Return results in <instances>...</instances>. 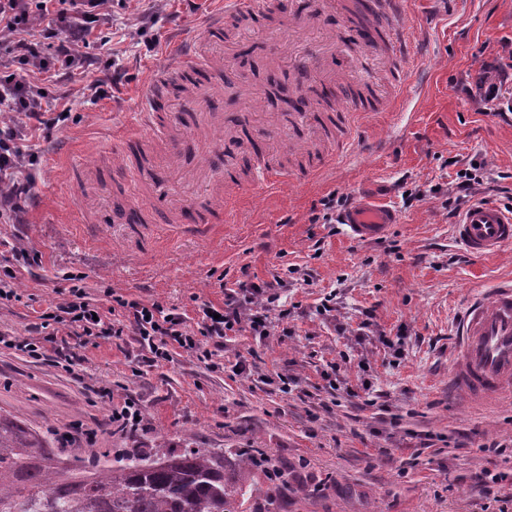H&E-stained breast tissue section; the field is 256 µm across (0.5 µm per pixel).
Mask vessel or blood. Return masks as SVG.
<instances>
[{
  "label": "vessel or blood",
  "mask_w": 512,
  "mask_h": 512,
  "mask_svg": "<svg viewBox=\"0 0 512 512\" xmlns=\"http://www.w3.org/2000/svg\"><path fill=\"white\" fill-rule=\"evenodd\" d=\"M328 6L331 10L346 12L356 23L361 54L413 60L412 43L403 24L407 0H328ZM225 8L237 17L281 16L277 0H226ZM281 18L283 24L290 27L304 23L302 16L296 13ZM206 34L205 42L152 78L140 111L148 128L164 132L172 127H186L200 135L210 130V123L201 114L178 111L176 97L178 87L183 86L203 104L214 91L207 71L213 66L214 47L224 42L223 16H215L209 21ZM316 81L321 85L335 83L337 94L348 96L349 101L328 104L316 116L303 117V135L287 134L289 148L306 155V170L311 175L322 172L330 161L329 155L313 149L314 131L341 133L343 147H350L355 141L353 116L359 112H378L388 105L368 70H360L357 79L353 80L320 68L316 71ZM141 146V141L135 138L119 142L114 149L118 158L112 169L114 175L128 176V159ZM180 147L181 141L176 137L157 143L144 176L129 187L130 194L136 195L138 202L127 209L124 223H141L140 198L165 191ZM215 197V192L211 191L195 198L187 208L186 223L194 225L201 233L223 223L224 208L216 204ZM396 221L397 214L392 209L367 203L348 209L342 217L347 236L357 241L380 237ZM453 235L456 242L472 255L501 252L512 245V212H506L492 202H476L460 215L453 227ZM448 377L468 401L479 405L495 404L512 391L511 277L468 295L460 306L455 319L454 350Z\"/></svg>",
  "instance_id": "b4317fda"
}]
</instances>
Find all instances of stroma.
<instances>
[{
	"mask_svg": "<svg viewBox=\"0 0 512 512\" xmlns=\"http://www.w3.org/2000/svg\"><path fill=\"white\" fill-rule=\"evenodd\" d=\"M127 0L124 27L109 42L87 46L101 61H116L124 79L103 96H84L95 75L61 76L49 97L67 96L72 111L51 141L37 140V183L22 221L1 224L0 239L40 258L20 271L18 300H0V411L17 416L44 436L62 457L97 465L124 448L167 450L192 441L197 448H249L287 466L294 478L284 512H498L474 482L483 472L512 473V460L483 452L482 444L512 443V403L471 409L448 383L452 317L468 293L512 275V247L476 258L453 239L443 207L445 188L461 165L486 160L508 174L512 187V120L481 112L465 91L468 71L512 38V0H409L408 24L417 48L404 96L362 126L363 149L335 155L315 178L287 143L271 141L280 184L260 192L250 185L257 160L243 158L241 185L225 190L224 222L208 236L167 224L165 210L146 224H117L113 213L129 203L123 185L101 193L115 139L153 134L141 124V100L150 80L171 65L188 43L203 36L224 0ZM154 9L156 23L140 33L139 16ZM156 38L149 48L148 38ZM238 45L224 55L232 81L208 102L238 118L235 88L265 93L256 103L257 128L266 113L271 80H283L288 33L272 19H239L224 28ZM255 46L251 57L243 49ZM424 191L406 206L398 182ZM371 200L395 209L397 224L379 239L356 242L340 224H314L328 194ZM310 269L282 296L302 315L266 340L240 332L211 359L176 350L171 360L148 363L133 328L122 338L68 335L59 329L35 360L19 343L36 339L32 325L49 304L68 295L70 275L83 278L90 301L112 321V293L177 309L196 324L201 304L224 303L237 280L259 283L289 269ZM334 296L335 317L320 314ZM373 316L376 335L359 327ZM401 338L395 358L381 336ZM75 355L73 372L56 367L57 349ZM253 367L232 370L234 355ZM340 363V390L322 373ZM285 372L288 392L262 384L260 375ZM134 400L142 411L137 430L120 432L111 408Z\"/></svg>",
	"mask_w": 512,
	"mask_h": 512,
	"instance_id": "stroma-1",
	"label": "stroma"
}]
</instances>
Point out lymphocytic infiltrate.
<instances>
[{
  "mask_svg": "<svg viewBox=\"0 0 512 512\" xmlns=\"http://www.w3.org/2000/svg\"><path fill=\"white\" fill-rule=\"evenodd\" d=\"M110 0H0V222L19 223L31 194L32 168L40 157L30 145L34 132L51 137L63 123L53 111L40 82L43 75L62 70H97V60L83 53V46L96 36L102 22L111 16ZM466 90L478 99L484 112L512 116V63L495 56L481 61ZM288 283L280 277L259 284L238 282L225 289L224 304L200 305L196 328L187 317L113 294L112 307L123 320L105 326L97 319L83 287L73 286L69 296L40 315L37 330L65 325L85 336L121 337L133 326L140 346L152 361H167L174 349L208 357L221 350L231 336L250 331L258 340L271 336L275 323L293 318L276 304Z\"/></svg>",
  "mask_w": 512,
  "mask_h": 512,
  "instance_id": "f902f5d3",
  "label": "lymphocytic infiltrate"
}]
</instances>
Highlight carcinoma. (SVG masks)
<instances>
[{
  "mask_svg": "<svg viewBox=\"0 0 512 512\" xmlns=\"http://www.w3.org/2000/svg\"><path fill=\"white\" fill-rule=\"evenodd\" d=\"M261 472L266 487L251 482ZM288 469L250 450L122 451L89 470L0 413V512H280Z\"/></svg>",
  "mask_w": 512,
  "mask_h": 512,
  "instance_id": "1",
  "label": "carcinoma"
}]
</instances>
